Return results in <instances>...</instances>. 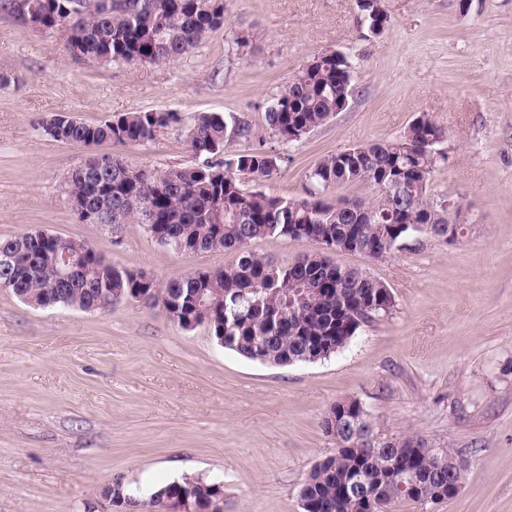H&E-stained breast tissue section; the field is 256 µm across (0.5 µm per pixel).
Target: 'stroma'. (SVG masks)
<instances>
[{
	"mask_svg": "<svg viewBox=\"0 0 512 512\" xmlns=\"http://www.w3.org/2000/svg\"><path fill=\"white\" fill-rule=\"evenodd\" d=\"M389 24L363 38L356 0H228V20L171 65L71 57L58 29L0 14V238L43 230L159 280L215 269L142 225L79 222L64 175L90 155L168 169L195 157L177 131L143 145L79 146L41 123L155 109L264 123L267 101L325 51L355 66L349 107L300 140L250 191L306 197L314 164L391 140L422 112L448 136L431 196L461 208L468 234L418 235L408 249L334 260L393 292L384 316L329 358L278 366L244 358L163 307H34L0 290V512H109L103 488L140 498L186 476L222 483L224 512H303L300 489L336 439L324 418L356 399L382 431L449 447L466 465L452 499L393 512H512V0H381ZM247 37L237 46V37Z\"/></svg>",
	"mask_w": 512,
	"mask_h": 512,
	"instance_id": "1",
	"label": "stroma"
}]
</instances>
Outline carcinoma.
I'll return each mask as SVG.
<instances>
[{
  "label": "carcinoma",
  "mask_w": 512,
  "mask_h": 512,
  "mask_svg": "<svg viewBox=\"0 0 512 512\" xmlns=\"http://www.w3.org/2000/svg\"><path fill=\"white\" fill-rule=\"evenodd\" d=\"M362 28L377 35L388 26L378 0H357ZM0 11L29 17L43 29L65 23L67 50L103 65H161L192 53L209 32L227 21L226 0H0ZM353 64L336 52L303 65L265 109V127L218 112L190 117L170 110L126 112L102 123L79 122L67 115L44 121L49 138L74 145L113 142L143 145L171 130L188 138L196 156L189 168L150 170L114 158L103 165L90 156L69 170L62 192L81 222L117 231L141 224L159 243L184 254L192 242L203 250L232 254L221 268L192 270L161 281L105 263L86 242L30 231L0 239V290L27 304L63 305L82 311H109L153 289V298L172 305L178 325H204L224 337V348L245 358L264 355L269 363L308 362L313 348L331 356L345 348L366 322L394 306L391 289L367 271L334 262L322 252H304L280 263L249 249L260 238L293 242H349L346 251L367 257L388 252L416 234L448 237L447 212L430 197V183L446 156L436 145L445 130L422 112L403 134L320 158L310 179L317 191L308 197H273L243 187L242 176L261 181L277 174L284 157L268 145L289 143L323 125L353 96ZM252 147L230 158L226 147L239 140ZM372 188L368 200L319 196L343 184ZM283 318L275 321L272 313ZM367 435L335 434L333 455L317 463L300 491L304 512H359L360 502L341 494L360 478L372 512H391L400 502L419 505L453 497L465 466L448 448L431 449L418 435L385 436L364 417ZM418 484L404 492L394 476ZM203 512H224V494L214 483L192 478ZM103 492L123 512L130 491L115 483Z\"/></svg>",
  "instance_id": "cac0c4a2"
}]
</instances>
